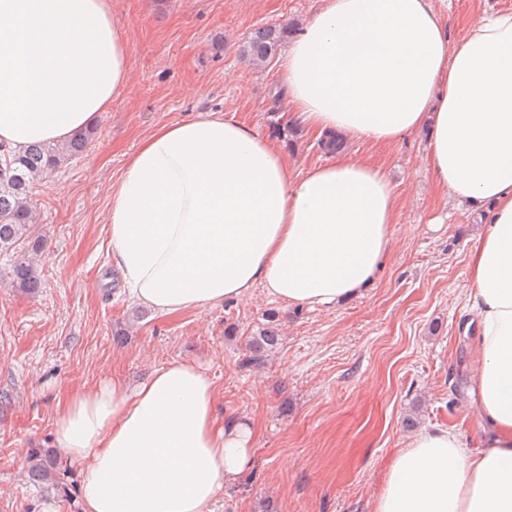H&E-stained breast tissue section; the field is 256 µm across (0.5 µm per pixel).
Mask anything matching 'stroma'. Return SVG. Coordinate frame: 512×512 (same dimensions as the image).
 I'll use <instances>...</instances> for the list:
<instances>
[{
  "instance_id": "1",
  "label": "stroma",
  "mask_w": 512,
  "mask_h": 512,
  "mask_svg": "<svg viewBox=\"0 0 512 512\" xmlns=\"http://www.w3.org/2000/svg\"><path fill=\"white\" fill-rule=\"evenodd\" d=\"M434 3L453 41L481 15L512 9V0ZM318 6L112 0L129 77L84 152L33 190L45 239L41 288L12 287L0 256V512H81L80 464L60 458L59 488L49 494L27 477L28 450H55V413L76 384L115 374L137 382L179 360L207 370L220 417L247 415L255 426L252 464L221 490L214 512H371L390 460L417 430L478 432L463 333L472 315L457 296L470 284L469 241L482 215L457 208L436 185L428 128L388 147L347 144L391 175L399 229L372 287L335 308L291 305L258 287L239 302L137 319L110 264V185L162 125L216 112L276 141L294 171L330 161L319 138L289 124L287 99L274 96L276 64L253 65L241 52L257 28L300 30ZM270 312L283 341L263 365L243 366Z\"/></svg>"
}]
</instances>
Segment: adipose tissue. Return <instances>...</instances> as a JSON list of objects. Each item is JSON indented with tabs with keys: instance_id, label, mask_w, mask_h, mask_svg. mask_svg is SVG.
Listing matches in <instances>:
<instances>
[{
	"instance_id": "obj_1",
	"label": "adipose tissue",
	"mask_w": 512,
	"mask_h": 512,
	"mask_svg": "<svg viewBox=\"0 0 512 512\" xmlns=\"http://www.w3.org/2000/svg\"><path fill=\"white\" fill-rule=\"evenodd\" d=\"M111 0H0V145L21 151L91 128L127 83ZM291 122L391 145L431 131L439 188L484 213L464 309L481 419L419 431L392 459L372 512H512V10L458 41L432 0H322L278 68ZM108 248L136 302L162 316L246 297L331 308L385 266L398 196L384 171L337 154L295 174L273 140L206 112L147 138L109 190ZM55 443L82 463L83 512H212L251 462L252 420L218 421L193 361L137 385H80Z\"/></svg>"
}]
</instances>
